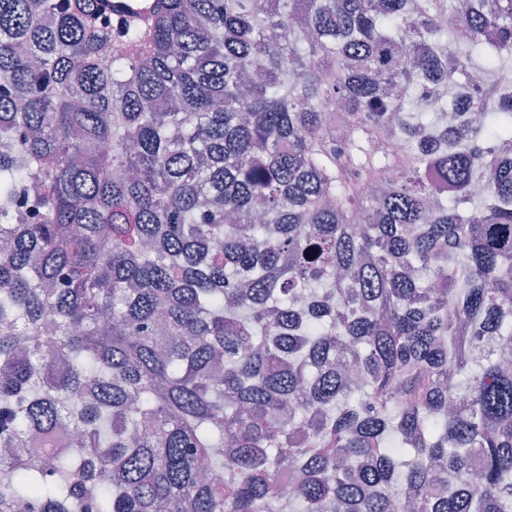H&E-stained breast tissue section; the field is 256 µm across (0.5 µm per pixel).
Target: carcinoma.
<instances>
[{
	"mask_svg": "<svg viewBox=\"0 0 512 512\" xmlns=\"http://www.w3.org/2000/svg\"><path fill=\"white\" fill-rule=\"evenodd\" d=\"M511 60L512 0H0V512H512ZM100 14L124 27H145L152 21L156 0H96Z\"/></svg>",
	"mask_w": 512,
	"mask_h": 512,
	"instance_id": "carcinoma-1",
	"label": "carcinoma"
}]
</instances>
